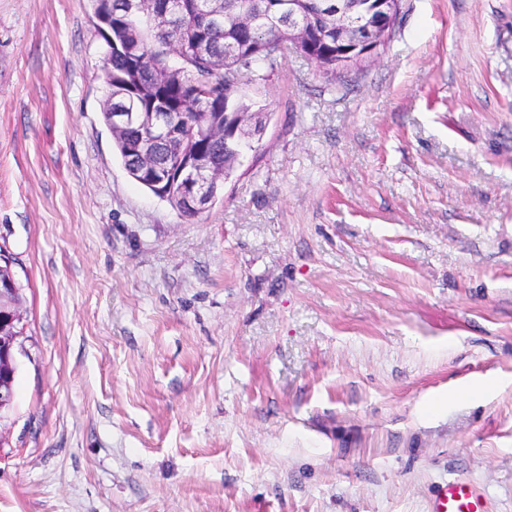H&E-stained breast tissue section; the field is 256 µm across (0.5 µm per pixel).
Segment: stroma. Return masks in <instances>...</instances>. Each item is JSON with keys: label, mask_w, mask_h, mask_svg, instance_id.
I'll return each instance as SVG.
<instances>
[{"label": "stroma", "mask_w": 512, "mask_h": 512, "mask_svg": "<svg viewBox=\"0 0 512 512\" xmlns=\"http://www.w3.org/2000/svg\"><path fill=\"white\" fill-rule=\"evenodd\" d=\"M90 0H0L22 286L0 512H512V0H402L347 87L285 52L194 223L126 173ZM431 512H487V508L473 484L452 480L439 488Z\"/></svg>", "instance_id": "1"}]
</instances>
